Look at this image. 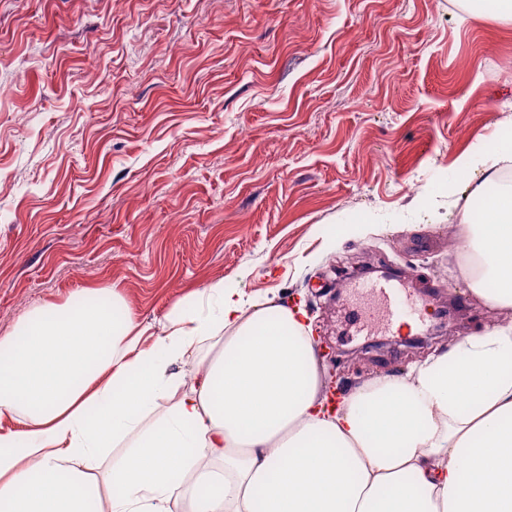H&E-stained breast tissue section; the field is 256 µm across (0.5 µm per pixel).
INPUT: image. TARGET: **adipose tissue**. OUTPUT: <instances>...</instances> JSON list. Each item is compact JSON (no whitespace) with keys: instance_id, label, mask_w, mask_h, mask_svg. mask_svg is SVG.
I'll return each mask as SVG.
<instances>
[{"instance_id":"adipose-tissue-1","label":"adipose tissue","mask_w":512,"mask_h":512,"mask_svg":"<svg viewBox=\"0 0 512 512\" xmlns=\"http://www.w3.org/2000/svg\"><path fill=\"white\" fill-rule=\"evenodd\" d=\"M510 163L512 141L448 179L495 189L460 234L471 291L497 310L512 309ZM305 317L220 281L158 333L113 287L29 309L0 336V512H512V324L329 409Z\"/></svg>"}]
</instances>
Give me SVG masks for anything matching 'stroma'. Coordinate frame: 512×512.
<instances>
[{
	"mask_svg": "<svg viewBox=\"0 0 512 512\" xmlns=\"http://www.w3.org/2000/svg\"><path fill=\"white\" fill-rule=\"evenodd\" d=\"M0 85V336L85 288L156 327L220 280L308 304L350 391L512 322L469 291L472 181L441 190L512 126V24L459 0H0ZM362 260L432 296L416 340L355 335Z\"/></svg>",
	"mask_w": 512,
	"mask_h": 512,
	"instance_id": "35a3bbf8",
	"label": "stroma"
}]
</instances>
